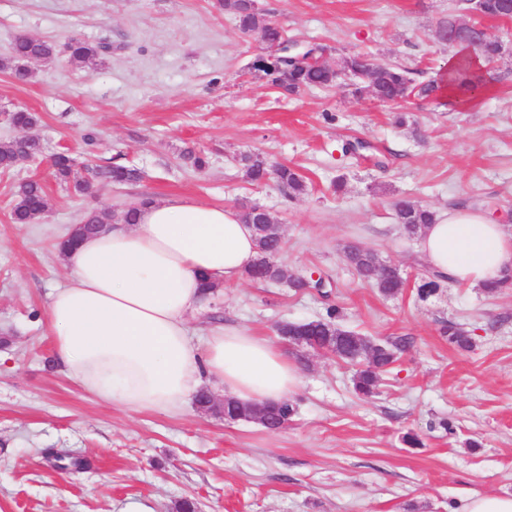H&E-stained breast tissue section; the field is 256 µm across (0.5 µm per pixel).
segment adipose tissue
Masks as SVG:
<instances>
[{"instance_id": "obj_1", "label": "adipose tissue", "mask_w": 512, "mask_h": 512, "mask_svg": "<svg viewBox=\"0 0 512 512\" xmlns=\"http://www.w3.org/2000/svg\"><path fill=\"white\" fill-rule=\"evenodd\" d=\"M419 252L434 274L475 288L512 272V227L476 210H446L421 232ZM257 258L251 225L233 208L189 198L141 205L67 250L68 283L49 295L48 323L67 374L109 406L180 411L212 379L240 405L287 401L300 365L240 326L190 337L209 298L204 281L238 283Z\"/></svg>"}]
</instances>
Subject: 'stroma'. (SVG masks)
<instances>
[{
	"mask_svg": "<svg viewBox=\"0 0 512 512\" xmlns=\"http://www.w3.org/2000/svg\"><path fill=\"white\" fill-rule=\"evenodd\" d=\"M256 3L294 50L397 62L418 83L447 67L452 49L437 30L461 12L458 0ZM490 26L503 46L492 93L456 108L411 98V123L399 127L391 105L345 84L273 87L252 67L259 38L220 0H0V56L20 36L59 47L32 63L28 82L0 70V140L22 136L6 115L26 108L44 143L35 162L0 172V512H177L185 499L199 512H454L475 495L512 493V288L489 295L451 282L419 300V239L393 219L409 198L435 211L477 206L512 225V19ZM73 35L112 50L73 67L63 48ZM356 141L363 150L344 152ZM193 146L208 152L205 170L180 160ZM63 150L76 168L120 162L142 177L73 194L51 175ZM246 152L296 169L306 193L290 201L276 182L252 185L238 162ZM28 178L42 180L49 209L15 224V188ZM136 196L264 206L285 241L278 263L326 275L330 300L245 279L217 292L208 314L275 341L279 323L338 304L341 327L409 340L377 395L359 398L353 367L308 351L293 354L296 413L276 433L192 403L176 415L133 413L85 392L53 355L48 296L70 276L57 244L85 213L109 224ZM351 244L399 269L398 295L357 277L344 260ZM449 320L470 349L441 336ZM409 433L420 446L405 443Z\"/></svg>",
	"mask_w": 512,
	"mask_h": 512,
	"instance_id": "stroma-1",
	"label": "stroma"
}]
</instances>
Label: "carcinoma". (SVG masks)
I'll return each mask as SVG.
<instances>
[{
    "label": "carcinoma",
    "instance_id": "carcinoma-1",
    "mask_svg": "<svg viewBox=\"0 0 512 512\" xmlns=\"http://www.w3.org/2000/svg\"><path fill=\"white\" fill-rule=\"evenodd\" d=\"M224 9L234 14L239 30L244 34L256 33L267 44L286 40L284 31L260 10L253 0H224ZM104 46L83 40H70L66 44L71 65L79 68L91 64L102 54ZM57 53L54 44L28 36L17 38L9 53L0 58V70L12 73L28 74L29 63L38 59H50ZM271 85L295 93L304 89L329 87L342 81L350 80L354 92H370L376 99L402 107V102L411 96L439 98L444 86L435 82L416 84L410 77L411 71L391 63H376L372 59L356 54L345 57L343 74L339 75L316 61L307 59L296 63L282 58L271 62L264 68ZM450 83L458 95L472 100L476 89L489 91L488 81L471 63L466 62L455 68L450 76ZM11 125L29 131L25 137L0 141V170L13 171L28 164L41 153V143L35 128L39 117L34 112L19 109L8 114ZM249 180L257 185L275 179L286 197L294 199L306 191V184L301 174L294 169L279 165L270 169L268 164L250 154L241 157ZM54 177L68 190L83 194L90 187V179L75 170L73 159L65 152L57 153L53 158ZM139 173L126 165H108L96 168L93 178L112 183H126L137 180ZM49 207V201L42 183L28 179L21 182L15 191L10 218L15 224H35L39 222ZM435 212L408 199H400L394 204V220L410 235H416L433 222ZM103 227L102 217L97 213L85 216L81 223L74 226L71 236L94 234ZM258 255H265L268 260L254 263L246 272L252 281L276 282L281 279L282 266L276 258L283 251L284 241L272 234H257ZM345 259L354 268L358 276L377 288L386 297L400 293L403 279L397 268L381 261L372 250L359 245H350L345 249ZM443 279L432 276L423 278L418 285L417 294L422 300L434 295ZM341 309L337 304H327L326 314L307 321L310 328L303 336L304 348L314 345L333 348L336 358L355 368L353 376L354 391L364 397L372 396L380 377L397 362L398 355L407 347L408 340L398 338L381 344L371 356L361 353V344L367 338L338 324ZM441 332L448 337V342L468 349L472 345L471 337L455 322L442 325ZM271 419V428H276L284 417H291L296 408L289 402L267 406Z\"/></svg>",
    "mask_w": 512,
    "mask_h": 512
}]
</instances>
